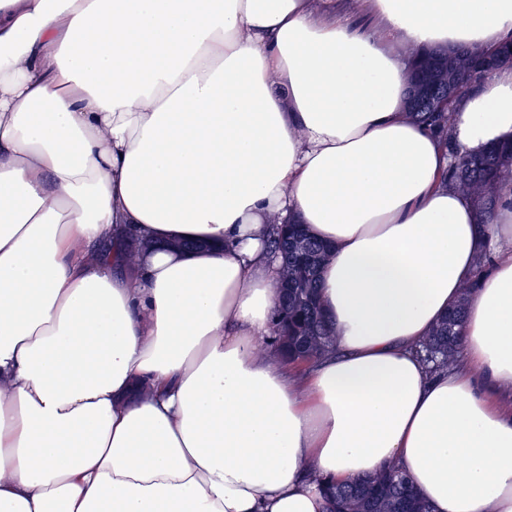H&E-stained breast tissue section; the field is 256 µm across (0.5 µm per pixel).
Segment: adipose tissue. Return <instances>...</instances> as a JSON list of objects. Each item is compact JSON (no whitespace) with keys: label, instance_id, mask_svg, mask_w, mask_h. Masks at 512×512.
<instances>
[{"label":"adipose tissue","instance_id":"1","mask_svg":"<svg viewBox=\"0 0 512 512\" xmlns=\"http://www.w3.org/2000/svg\"><path fill=\"white\" fill-rule=\"evenodd\" d=\"M353 12L0 0V512H325L388 465L432 512H512V182L481 226L441 180L512 142V67L451 147L405 112L410 52L512 42V0ZM288 222L331 248L305 369L262 349ZM466 296L437 322L423 343L424 359L432 363L435 369L448 368L456 360L457 338L464 315Z\"/></svg>","mask_w":512,"mask_h":512}]
</instances>
